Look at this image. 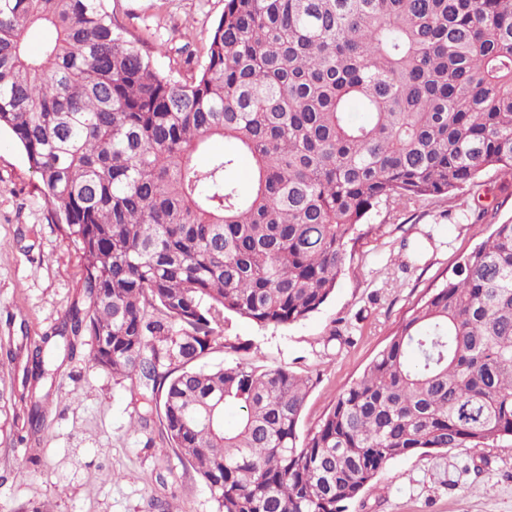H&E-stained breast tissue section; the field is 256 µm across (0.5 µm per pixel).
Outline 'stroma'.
<instances>
[{
    "label": "stroma",
    "mask_w": 512,
    "mask_h": 512,
    "mask_svg": "<svg viewBox=\"0 0 512 512\" xmlns=\"http://www.w3.org/2000/svg\"><path fill=\"white\" fill-rule=\"evenodd\" d=\"M127 35L164 74L187 79L206 59L224 0H108ZM512 221V178L485 172L477 186L414 203H383L358 225L339 283L306 320L261 327L227 316L229 347L201 366L256 363L308 376L299 423L307 434L337 395L362 376L410 307L449 277L460 257ZM80 251L50 219L40 178L12 133L0 129V512L51 500L55 512H219L217 501L158 420L133 430L136 383L86 355L65 361L45 427L26 426L25 343L51 332L76 295ZM348 512H512V441L417 452L389 463Z\"/></svg>",
    "instance_id": "1"
}]
</instances>
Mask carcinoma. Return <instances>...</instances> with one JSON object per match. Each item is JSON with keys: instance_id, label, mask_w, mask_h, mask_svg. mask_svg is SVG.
<instances>
[{"instance_id": "obj_1", "label": "carcinoma", "mask_w": 512, "mask_h": 512, "mask_svg": "<svg viewBox=\"0 0 512 512\" xmlns=\"http://www.w3.org/2000/svg\"><path fill=\"white\" fill-rule=\"evenodd\" d=\"M33 30L49 33L39 50ZM38 173L81 287L27 349V415L84 347L219 512H348L393 460L512 439V223L461 258L305 437L295 372L194 363L224 314L307 319L390 199L512 176V0H224L199 74L159 72L106 0H0V128ZM228 148L200 165L197 155ZM251 159L243 190L230 177ZM228 408L239 410L224 427Z\"/></svg>"}]
</instances>
